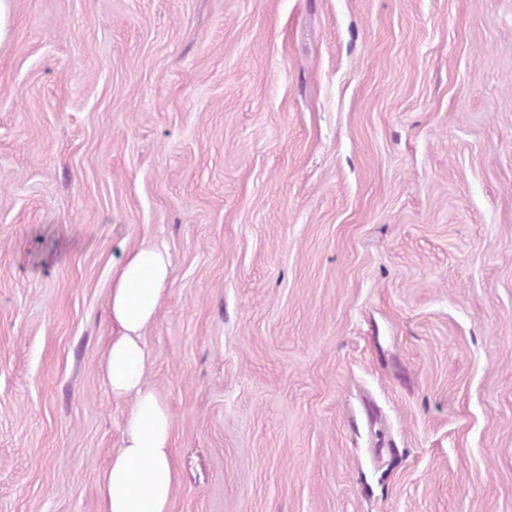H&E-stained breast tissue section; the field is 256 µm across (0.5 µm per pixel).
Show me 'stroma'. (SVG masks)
Listing matches in <instances>:
<instances>
[{"instance_id":"35a3bbf8","label":"stroma","mask_w":512,"mask_h":512,"mask_svg":"<svg viewBox=\"0 0 512 512\" xmlns=\"http://www.w3.org/2000/svg\"><path fill=\"white\" fill-rule=\"evenodd\" d=\"M145 239L171 512H512V0H0V512H98Z\"/></svg>"}]
</instances>
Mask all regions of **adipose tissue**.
I'll return each instance as SVG.
<instances>
[{
	"instance_id": "1",
	"label": "adipose tissue",
	"mask_w": 512,
	"mask_h": 512,
	"mask_svg": "<svg viewBox=\"0 0 512 512\" xmlns=\"http://www.w3.org/2000/svg\"><path fill=\"white\" fill-rule=\"evenodd\" d=\"M165 250L143 243L112 266L108 300L112 336L102 378L114 399L130 404L118 448L99 480V512H170L180 474L171 449L172 418L149 384L145 334L155 322L169 285Z\"/></svg>"
}]
</instances>
